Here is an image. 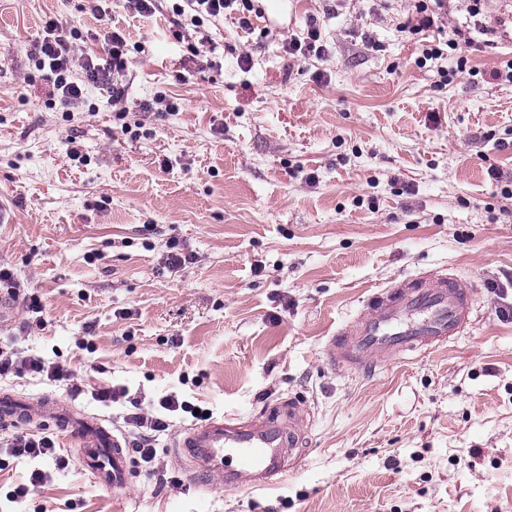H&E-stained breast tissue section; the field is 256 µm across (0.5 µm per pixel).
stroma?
<instances>
[{
	"instance_id": "obj_1",
	"label": "stroma",
	"mask_w": 512,
	"mask_h": 512,
	"mask_svg": "<svg viewBox=\"0 0 512 512\" xmlns=\"http://www.w3.org/2000/svg\"><path fill=\"white\" fill-rule=\"evenodd\" d=\"M255 6L249 27L205 23L204 46L113 0L120 110L92 82L61 105L28 55L51 18L102 53L88 0H0V263L45 306L0 343L74 374L0 377V393L74 400L130 437L127 414L165 396L244 420L290 399L307 432L287 478L198 486L175 448L196 420L177 411L115 501L53 424L55 455L32 459L0 422V512H512V317L490 288L512 302V82L491 76L512 43L471 51L478 76L447 84L452 60L418 67L398 30L407 0ZM292 10L267 34L265 15ZM312 22L328 56H289ZM199 46L212 67L188 64ZM161 97L175 109L143 112ZM174 241L194 257L176 273ZM432 269L474 289L472 327L370 374L327 363L368 295ZM112 386L127 398L95 399ZM36 469L43 485L11 502Z\"/></svg>"
}]
</instances>
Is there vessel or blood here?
<instances>
[{"label":"vessel or blood","mask_w":512,"mask_h":512,"mask_svg":"<svg viewBox=\"0 0 512 512\" xmlns=\"http://www.w3.org/2000/svg\"><path fill=\"white\" fill-rule=\"evenodd\" d=\"M474 322V291L456 274L431 270L374 292L358 314L330 336L325 355L330 365L375 371L389 357L430 351L445 345ZM39 414L20 408L13 398L0 400V421L31 424ZM57 430L77 442V456L112 496L123 498L133 462L125 435L102 417L62 408L53 419ZM305 419L298 404H280L245 422L212 417L189 428L178 441L193 474L213 473L225 487L270 485L287 471L289 449L299 447Z\"/></svg>","instance_id":"1"}]
</instances>
